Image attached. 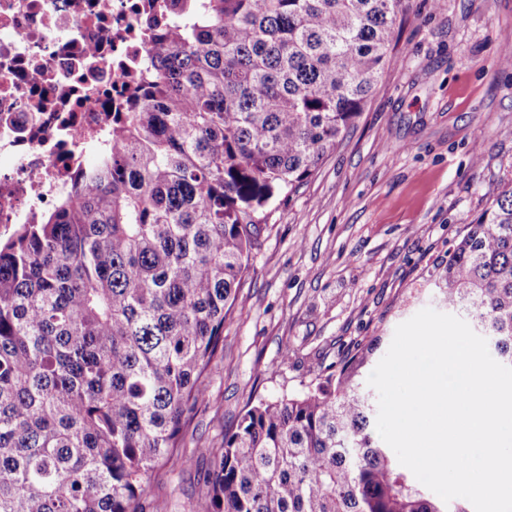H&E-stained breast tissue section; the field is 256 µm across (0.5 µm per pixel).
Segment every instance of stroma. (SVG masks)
I'll list each match as a JSON object with an SVG mask.
<instances>
[{
	"instance_id": "obj_1",
	"label": "stroma",
	"mask_w": 512,
	"mask_h": 512,
	"mask_svg": "<svg viewBox=\"0 0 512 512\" xmlns=\"http://www.w3.org/2000/svg\"><path fill=\"white\" fill-rule=\"evenodd\" d=\"M512 0H403L395 60L364 111L316 171L268 203V218L224 325L222 352L185 430L188 468L147 479L166 512H202L209 451L248 402L303 390L354 346L431 308L433 265L512 176V69L501 32ZM482 146L481 165L471 150Z\"/></svg>"
}]
</instances>
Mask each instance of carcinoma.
<instances>
[{"mask_svg":"<svg viewBox=\"0 0 512 512\" xmlns=\"http://www.w3.org/2000/svg\"><path fill=\"white\" fill-rule=\"evenodd\" d=\"M401 0H187L112 153L0 239V512H143L222 348L260 214L308 178L392 62ZM430 278L512 367V180ZM373 336L211 451L204 512L452 510L377 441Z\"/></svg>","mask_w":512,"mask_h":512,"instance_id":"carcinoma-1","label":"carcinoma"}]
</instances>
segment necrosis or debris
I'll return each mask as SVG.
<instances>
[{"label":"necrosis or debris","instance_id":"obj_1","mask_svg":"<svg viewBox=\"0 0 512 512\" xmlns=\"http://www.w3.org/2000/svg\"><path fill=\"white\" fill-rule=\"evenodd\" d=\"M181 0H0V225L35 224L112 149L124 83Z\"/></svg>","mask_w":512,"mask_h":512}]
</instances>
